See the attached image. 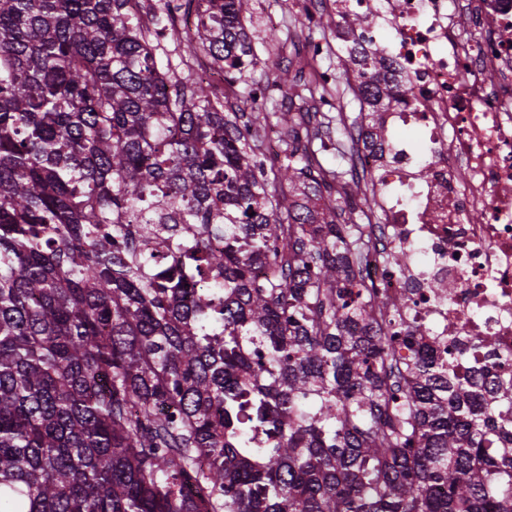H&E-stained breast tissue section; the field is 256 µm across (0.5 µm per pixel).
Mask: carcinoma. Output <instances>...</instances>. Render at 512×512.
I'll list each match as a JSON object with an SVG mask.
<instances>
[{"label":"carcinoma","instance_id":"1","mask_svg":"<svg viewBox=\"0 0 512 512\" xmlns=\"http://www.w3.org/2000/svg\"><path fill=\"white\" fill-rule=\"evenodd\" d=\"M249 5L0 0V512H512V387L376 322L317 57L269 171L264 108L158 61L182 9L233 84ZM347 53L374 126L412 87ZM324 113L329 117H333V121L330 124L329 130L326 128V126L323 127L321 137L325 144L333 147V150L330 152L323 151L322 154L324 155V158L330 167L338 169L339 171H348L349 156L342 157L340 154H336V138H339L340 141L345 143L347 147L349 146V143L346 140V136H343L342 132H336V108L329 111V107H325Z\"/></svg>","mask_w":512,"mask_h":512}]
</instances>
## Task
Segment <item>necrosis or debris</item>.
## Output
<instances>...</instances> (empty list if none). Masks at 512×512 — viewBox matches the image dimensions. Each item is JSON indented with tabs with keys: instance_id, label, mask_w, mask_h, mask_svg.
Segmentation results:
<instances>
[{
	"instance_id": "necrosis-or-debris-1",
	"label": "necrosis or debris",
	"mask_w": 512,
	"mask_h": 512,
	"mask_svg": "<svg viewBox=\"0 0 512 512\" xmlns=\"http://www.w3.org/2000/svg\"><path fill=\"white\" fill-rule=\"evenodd\" d=\"M393 34L385 61L412 97L359 130L356 172L376 206L360 279L404 318L449 336L459 375L512 379V0H341ZM405 252V265L389 256Z\"/></svg>"
}]
</instances>
